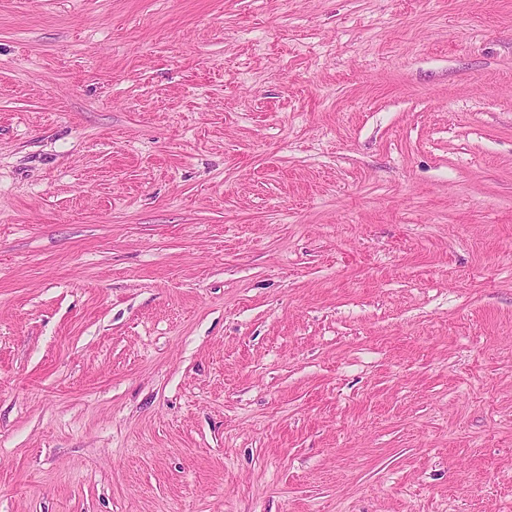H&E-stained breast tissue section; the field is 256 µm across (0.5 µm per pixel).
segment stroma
<instances>
[{
  "instance_id": "35a3bbf8",
  "label": "stroma",
  "mask_w": 512,
  "mask_h": 512,
  "mask_svg": "<svg viewBox=\"0 0 512 512\" xmlns=\"http://www.w3.org/2000/svg\"><path fill=\"white\" fill-rule=\"evenodd\" d=\"M0 512H512V0H0Z\"/></svg>"
}]
</instances>
